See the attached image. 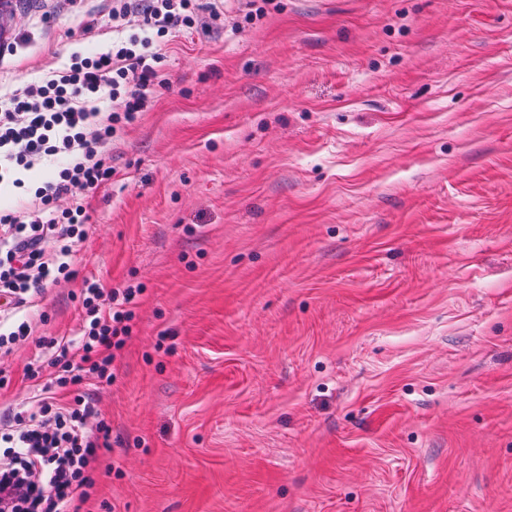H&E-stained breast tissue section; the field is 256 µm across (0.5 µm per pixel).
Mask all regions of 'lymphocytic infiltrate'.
Listing matches in <instances>:
<instances>
[{
    "label": "lymphocytic infiltrate",
    "mask_w": 512,
    "mask_h": 512,
    "mask_svg": "<svg viewBox=\"0 0 512 512\" xmlns=\"http://www.w3.org/2000/svg\"><path fill=\"white\" fill-rule=\"evenodd\" d=\"M223 9V0L204 10L196 0H114L112 29L123 30L134 14L137 33L100 55H72L24 94L0 97V183L12 170L70 159L28 206L0 211L1 357L30 334L20 308L32 307L48 284L71 279L70 259L90 221L85 197L112 176L108 146L117 129L135 121L151 91L164 85L159 65L166 47L191 29L217 28ZM102 100L108 110L99 108ZM61 199L70 205L59 211ZM142 292L84 280L79 336L38 338L58 373L34 385L25 410L0 420V512H80L89 500L98 452L111 447L95 392L116 378Z\"/></svg>",
    "instance_id": "f902f5d3"
}]
</instances>
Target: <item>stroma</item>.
<instances>
[{"label": "stroma", "mask_w": 512, "mask_h": 512, "mask_svg": "<svg viewBox=\"0 0 512 512\" xmlns=\"http://www.w3.org/2000/svg\"><path fill=\"white\" fill-rule=\"evenodd\" d=\"M9 0L0 88L112 45ZM191 30L88 197L72 279L143 287L85 512H512V0H270Z\"/></svg>", "instance_id": "obj_1"}]
</instances>
